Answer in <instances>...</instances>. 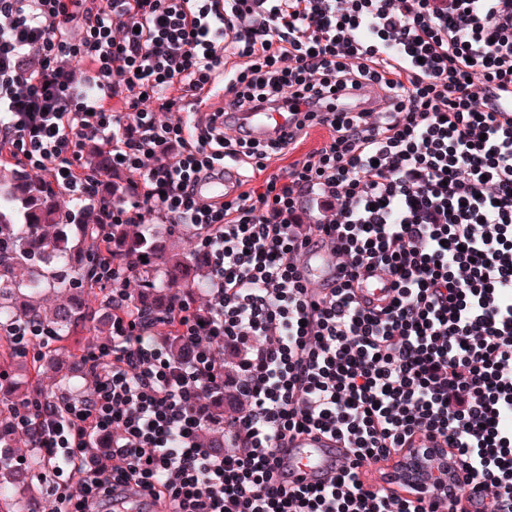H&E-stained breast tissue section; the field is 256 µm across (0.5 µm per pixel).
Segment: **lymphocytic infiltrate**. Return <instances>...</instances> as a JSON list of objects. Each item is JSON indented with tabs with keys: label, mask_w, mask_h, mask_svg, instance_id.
<instances>
[{
	"label": "lymphocytic infiltrate",
	"mask_w": 512,
	"mask_h": 512,
	"mask_svg": "<svg viewBox=\"0 0 512 512\" xmlns=\"http://www.w3.org/2000/svg\"><path fill=\"white\" fill-rule=\"evenodd\" d=\"M259 111L292 130L226 137L224 114ZM90 138L131 199L101 191ZM0 156L81 204L117 285L91 394L11 411L57 512H512V0H0ZM228 164L238 194L199 195ZM148 213L212 256L204 309L174 297L161 336L109 254L110 225ZM311 244L337 253L333 287L307 281ZM311 433L344 464L277 482ZM420 435L464 472L445 501L367 475Z\"/></svg>",
	"instance_id": "1"
}]
</instances>
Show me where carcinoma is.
I'll return each instance as SVG.
<instances>
[{
  "label": "carcinoma",
  "instance_id": "carcinoma-1",
  "mask_svg": "<svg viewBox=\"0 0 512 512\" xmlns=\"http://www.w3.org/2000/svg\"><path fill=\"white\" fill-rule=\"evenodd\" d=\"M85 159L100 174L109 168L108 150L96 139L87 141ZM114 197L128 196L125 175L105 177ZM79 206L68 203L41 178L18 165L0 163V340L3 360L14 355V333L36 349L19 371L31 375L77 356L72 334L82 327L112 338V289L96 277L102 261L95 228L81 221ZM112 249L131 258L143 288L134 307L162 320L170 301L181 290L207 287L209 256L201 249H182L178 225H171L169 247L151 234H139L128 224L110 229ZM18 395L0 404V512H49L38 489L31 486L42 458L30 448L21 463L12 460L15 430L10 412L30 395L25 380Z\"/></svg>",
  "mask_w": 512,
  "mask_h": 512
}]
</instances>
